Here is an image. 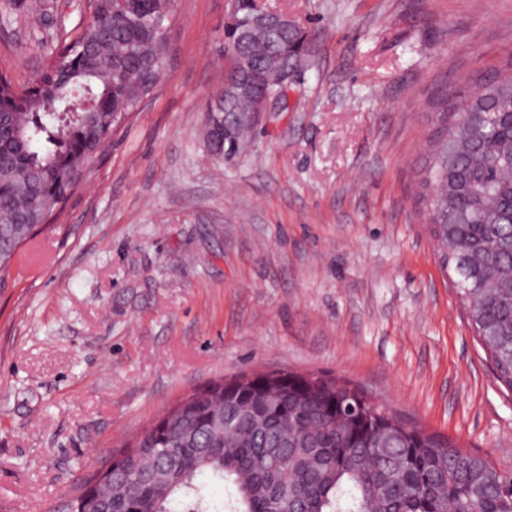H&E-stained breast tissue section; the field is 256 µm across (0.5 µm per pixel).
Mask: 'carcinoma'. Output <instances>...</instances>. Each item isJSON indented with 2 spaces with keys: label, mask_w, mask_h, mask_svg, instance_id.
Returning <instances> with one entry per match:
<instances>
[{
  "label": "carcinoma",
  "mask_w": 512,
  "mask_h": 512,
  "mask_svg": "<svg viewBox=\"0 0 512 512\" xmlns=\"http://www.w3.org/2000/svg\"><path fill=\"white\" fill-rule=\"evenodd\" d=\"M172 0H102L83 32L98 53L42 73L45 90L0 112V271L20 258L40 216L65 202L113 132L156 89L169 54ZM254 73L312 53L286 26L231 33ZM259 98L212 105L254 112ZM435 128L418 172L440 266L499 379L512 388V55L431 102ZM71 512H508L512 479L486 458L407 427L364 392L274 371L213 383L161 416ZM224 482L206 500L198 477Z\"/></svg>",
  "instance_id": "obj_1"
}]
</instances>
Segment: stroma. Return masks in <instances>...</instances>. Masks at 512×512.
<instances>
[{"label":"stroma","mask_w":512,"mask_h":512,"mask_svg":"<svg viewBox=\"0 0 512 512\" xmlns=\"http://www.w3.org/2000/svg\"><path fill=\"white\" fill-rule=\"evenodd\" d=\"M316 51L236 154L212 155L228 0H176L156 94L0 274V512H68L182 398L284 370L364 391L512 470L497 378L414 204L435 93L512 55V0H264ZM93 0H0L28 88Z\"/></svg>","instance_id":"stroma-1"}]
</instances>
